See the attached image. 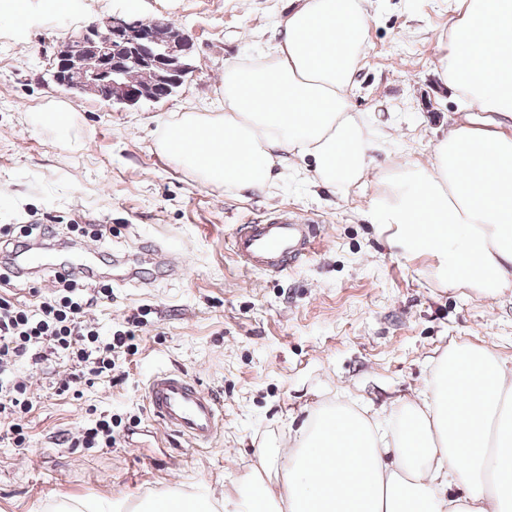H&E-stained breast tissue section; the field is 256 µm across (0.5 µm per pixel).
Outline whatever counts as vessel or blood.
<instances>
[{
    "label": "vessel or blood",
    "instance_id": "vessel-or-blood-1",
    "mask_svg": "<svg viewBox=\"0 0 512 512\" xmlns=\"http://www.w3.org/2000/svg\"><path fill=\"white\" fill-rule=\"evenodd\" d=\"M317 238L316 225L284 212L256 224L237 225L230 246L247 269L278 274L310 256ZM11 266L22 278L33 269H47L60 277L87 271L86 264L67 255L42 258L27 243L14 247ZM145 400L154 421L198 446L211 444L223 425L220 399L181 371L159 370L151 375Z\"/></svg>",
    "mask_w": 512,
    "mask_h": 512
}]
</instances>
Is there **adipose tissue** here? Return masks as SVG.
I'll list each match as a JSON object with an SVG mask.
<instances>
[{
	"label": "adipose tissue",
	"mask_w": 512,
	"mask_h": 512,
	"mask_svg": "<svg viewBox=\"0 0 512 512\" xmlns=\"http://www.w3.org/2000/svg\"><path fill=\"white\" fill-rule=\"evenodd\" d=\"M368 0H295L270 53L224 67V111L174 113L158 151L208 186L276 188L288 173L327 189L375 179L376 223L391 247L448 257L449 286L512 293V0H455L431 66L485 122H453L425 160L397 153L350 95L369 49ZM383 151L386 171L373 167ZM383 426L347 405L314 411L288 447L263 449L245 485L154 499L145 512H512V362L488 346H452L419 399ZM282 482L267 483L272 470Z\"/></svg>",
	"instance_id": "1"
}]
</instances>
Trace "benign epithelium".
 Wrapping results in <instances>:
<instances>
[{"mask_svg": "<svg viewBox=\"0 0 512 512\" xmlns=\"http://www.w3.org/2000/svg\"><path fill=\"white\" fill-rule=\"evenodd\" d=\"M108 29L112 41L99 43L95 31ZM193 50L188 34L159 20L112 15L60 43L56 83L72 97H95L108 106H133L142 99L158 102L180 87L192 67L184 64ZM151 65L153 81L133 85L125 71Z\"/></svg>", "mask_w": 512, "mask_h": 512, "instance_id": "benign-epithelium-1", "label": "benign epithelium"}]
</instances>
